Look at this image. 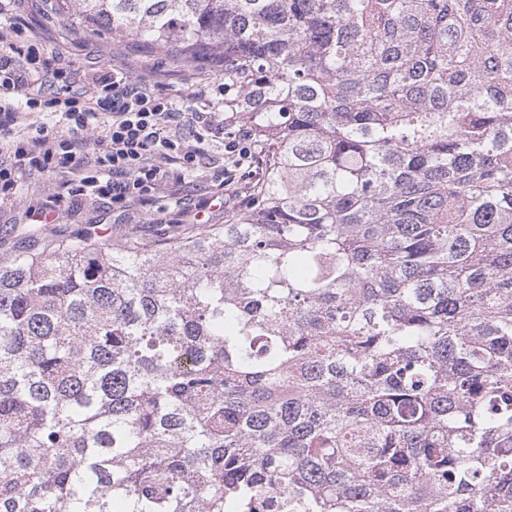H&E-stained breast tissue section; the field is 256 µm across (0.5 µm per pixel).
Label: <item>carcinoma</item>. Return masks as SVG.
Masks as SVG:
<instances>
[{"mask_svg": "<svg viewBox=\"0 0 512 512\" xmlns=\"http://www.w3.org/2000/svg\"><path fill=\"white\" fill-rule=\"evenodd\" d=\"M224 62L222 224L0 259V512H512V0H77Z\"/></svg>", "mask_w": 512, "mask_h": 512, "instance_id": "cac0c4a2", "label": "carcinoma"}]
</instances>
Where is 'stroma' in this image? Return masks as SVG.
<instances>
[{"label": "stroma", "instance_id": "stroma-1", "mask_svg": "<svg viewBox=\"0 0 512 512\" xmlns=\"http://www.w3.org/2000/svg\"><path fill=\"white\" fill-rule=\"evenodd\" d=\"M77 0H7L0 7V55L11 46L35 45L43 59L37 73L26 76L31 89L50 97L65 90L82 91L90 76L109 67L125 68L145 78L151 88L164 97L181 100L191 84L217 81L221 69L206 64L187 63L168 48H161L114 36L111 30L79 24ZM72 74V85L57 80V70ZM58 177L54 174H23L9 199L0 201V257L25 249H43L54 241L92 232L100 226L113 236L129 233L152 239L173 234L175 224L158 223L160 209L182 204L198 213L206 224L223 223L235 213L226 204L224 190L217 180L187 175L176 195L157 194L131 208L129 220L115 222L111 205L81 197L55 201L52 197ZM40 208L49 223H33L29 209Z\"/></svg>", "mask_w": 512, "mask_h": 512}]
</instances>
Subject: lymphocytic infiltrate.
I'll list each match as a JSON object with an SVG mask.
<instances>
[{
	"label": "lymphocytic infiltrate",
	"instance_id": "lymphocytic-infiltrate-1",
	"mask_svg": "<svg viewBox=\"0 0 512 512\" xmlns=\"http://www.w3.org/2000/svg\"><path fill=\"white\" fill-rule=\"evenodd\" d=\"M39 62L34 51L0 56V195H8L23 174L53 171L62 179L55 197L82 196L110 201L126 213L145 197L175 186L200 170L205 144L218 114L212 85L193 86L184 106L157 95L146 80L125 69L99 71L87 89L48 99L27 92L23 72ZM39 115L41 123L30 122ZM59 118L66 133L48 125ZM221 186L235 180L236 169L254 166L257 143L248 128L228 135Z\"/></svg>",
	"mask_w": 512,
	"mask_h": 512
}]
</instances>
